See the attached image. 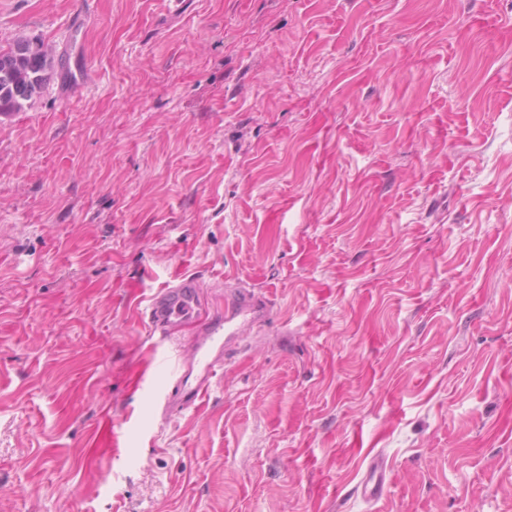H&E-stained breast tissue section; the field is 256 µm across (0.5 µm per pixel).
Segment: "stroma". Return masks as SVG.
<instances>
[{"label":"stroma","instance_id":"1","mask_svg":"<svg viewBox=\"0 0 512 512\" xmlns=\"http://www.w3.org/2000/svg\"><path fill=\"white\" fill-rule=\"evenodd\" d=\"M20 36L64 70L0 116V512H512V0H0ZM186 274L274 315L166 418ZM199 288L197 277L185 275L177 285L151 295L143 313L151 331L167 340L179 324L193 319L201 304ZM361 495L364 499L375 502L384 493L385 475L382 459L376 458L370 464L367 478L361 484Z\"/></svg>","mask_w":512,"mask_h":512}]
</instances>
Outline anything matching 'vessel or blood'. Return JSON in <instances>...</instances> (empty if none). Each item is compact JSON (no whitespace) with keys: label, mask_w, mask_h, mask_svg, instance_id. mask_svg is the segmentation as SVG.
<instances>
[{"label":"vessel or blood","mask_w":512,"mask_h":512,"mask_svg":"<svg viewBox=\"0 0 512 512\" xmlns=\"http://www.w3.org/2000/svg\"><path fill=\"white\" fill-rule=\"evenodd\" d=\"M201 304L200 284L197 277L186 275L177 285L157 290L148 300L144 311L152 332L168 338L181 323L193 319ZM273 314L272 304L264 294L250 288H240L224 302L223 312L214 314L205 323L202 333L209 337L210 346H198L192 358L200 371L195 385H188L184 378L168 388L162 411L167 415L182 413L192 408L209 390L211 380L223 366L224 352L242 332L265 323ZM385 475L381 459H374L368 475L361 485L364 499L374 502L384 493Z\"/></svg>","instance_id":"b4317fda"}]
</instances>
